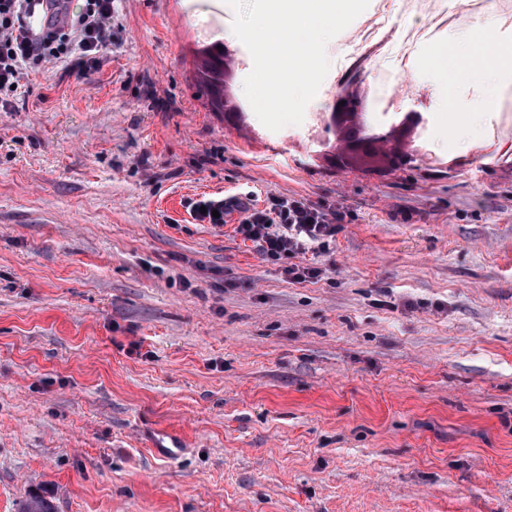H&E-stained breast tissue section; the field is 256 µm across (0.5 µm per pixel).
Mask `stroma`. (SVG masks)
Returning <instances> with one entry per match:
<instances>
[{
	"label": "stroma",
	"instance_id": "stroma-1",
	"mask_svg": "<svg viewBox=\"0 0 512 512\" xmlns=\"http://www.w3.org/2000/svg\"><path fill=\"white\" fill-rule=\"evenodd\" d=\"M210 16L243 87L227 0H113L96 67L0 109V512H512V132L484 134L512 76L453 54L482 22L388 15L422 32L381 63L425 155L367 173L326 127L212 111ZM245 193L336 211L335 243L273 262L201 217Z\"/></svg>",
	"mask_w": 512,
	"mask_h": 512
}]
</instances>
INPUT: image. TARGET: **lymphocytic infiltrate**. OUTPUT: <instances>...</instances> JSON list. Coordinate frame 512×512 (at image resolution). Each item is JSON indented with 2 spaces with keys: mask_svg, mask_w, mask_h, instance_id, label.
I'll return each instance as SVG.
<instances>
[{
  "mask_svg": "<svg viewBox=\"0 0 512 512\" xmlns=\"http://www.w3.org/2000/svg\"><path fill=\"white\" fill-rule=\"evenodd\" d=\"M49 13L31 28L33 0H0V104L10 105L26 70L45 63L95 66L112 41V0H83L71 13L70 0H47ZM242 219L237 231L268 259L320 250L336 234L333 218L303 199L273 197L264 208L232 200Z\"/></svg>",
  "mask_w": 512,
  "mask_h": 512,
  "instance_id": "obj_1",
  "label": "lymphocytic infiltrate"
}]
</instances>
